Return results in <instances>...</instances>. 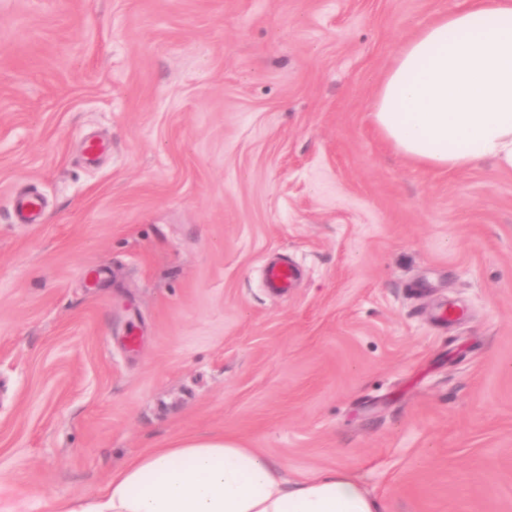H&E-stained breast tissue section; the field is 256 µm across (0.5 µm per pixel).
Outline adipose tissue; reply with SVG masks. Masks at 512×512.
I'll list each match as a JSON object with an SVG mask.
<instances>
[{
  "label": "adipose tissue",
  "mask_w": 512,
  "mask_h": 512,
  "mask_svg": "<svg viewBox=\"0 0 512 512\" xmlns=\"http://www.w3.org/2000/svg\"><path fill=\"white\" fill-rule=\"evenodd\" d=\"M371 116L412 162L512 169V0H462L419 27L379 82ZM54 512H379V504L341 470L287 486L258 449L210 434L149 449Z\"/></svg>",
  "instance_id": "adipose-tissue-1"
}]
</instances>
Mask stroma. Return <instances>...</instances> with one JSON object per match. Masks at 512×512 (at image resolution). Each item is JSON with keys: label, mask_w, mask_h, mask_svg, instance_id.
<instances>
[{"label": "stroma", "mask_w": 512, "mask_h": 512, "mask_svg": "<svg viewBox=\"0 0 512 512\" xmlns=\"http://www.w3.org/2000/svg\"><path fill=\"white\" fill-rule=\"evenodd\" d=\"M457 3L0 0V512L199 434L381 512H512V170L371 121ZM298 268L290 262H274L265 269V283L267 288L274 291H284L293 287L298 279Z\"/></svg>", "instance_id": "obj_1"}]
</instances>
